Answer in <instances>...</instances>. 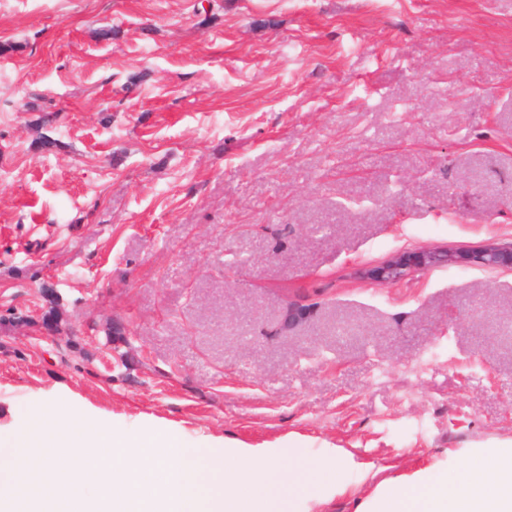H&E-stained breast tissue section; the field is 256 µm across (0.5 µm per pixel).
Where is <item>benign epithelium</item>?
Listing matches in <instances>:
<instances>
[{
	"label": "benign epithelium",
	"mask_w": 512,
	"mask_h": 512,
	"mask_svg": "<svg viewBox=\"0 0 512 512\" xmlns=\"http://www.w3.org/2000/svg\"><path fill=\"white\" fill-rule=\"evenodd\" d=\"M455 266L512 271V243H486L476 248L403 249L377 264L362 268L360 276L373 285L384 287L402 283L419 273Z\"/></svg>",
	"instance_id": "benign-epithelium-1"
}]
</instances>
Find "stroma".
<instances>
[{"mask_svg": "<svg viewBox=\"0 0 512 512\" xmlns=\"http://www.w3.org/2000/svg\"><path fill=\"white\" fill-rule=\"evenodd\" d=\"M487 241L512 0H0V316L32 322L0 331V408L341 453L295 508L358 512L512 440V272L358 276Z\"/></svg>", "mask_w": 512, "mask_h": 512, "instance_id": "1", "label": "stroma"}]
</instances>
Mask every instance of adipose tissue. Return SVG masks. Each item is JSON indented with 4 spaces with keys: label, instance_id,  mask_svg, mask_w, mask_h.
<instances>
[{
    "label": "adipose tissue",
    "instance_id": "obj_1",
    "mask_svg": "<svg viewBox=\"0 0 512 512\" xmlns=\"http://www.w3.org/2000/svg\"><path fill=\"white\" fill-rule=\"evenodd\" d=\"M369 512H512V446H497L452 479L433 473L410 486L385 483Z\"/></svg>",
    "mask_w": 512,
    "mask_h": 512
}]
</instances>
